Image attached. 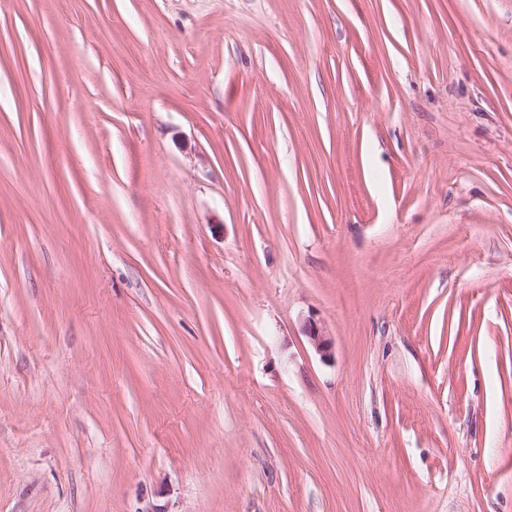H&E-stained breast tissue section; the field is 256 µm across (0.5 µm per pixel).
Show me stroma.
I'll return each instance as SVG.
<instances>
[{"instance_id": "obj_1", "label": "stroma", "mask_w": 512, "mask_h": 512, "mask_svg": "<svg viewBox=\"0 0 512 512\" xmlns=\"http://www.w3.org/2000/svg\"><path fill=\"white\" fill-rule=\"evenodd\" d=\"M156 506L512 512V0H0V512ZM304 333L315 351L323 358H329L332 355V341L326 335L322 324L314 319H309L304 324Z\"/></svg>"}]
</instances>
